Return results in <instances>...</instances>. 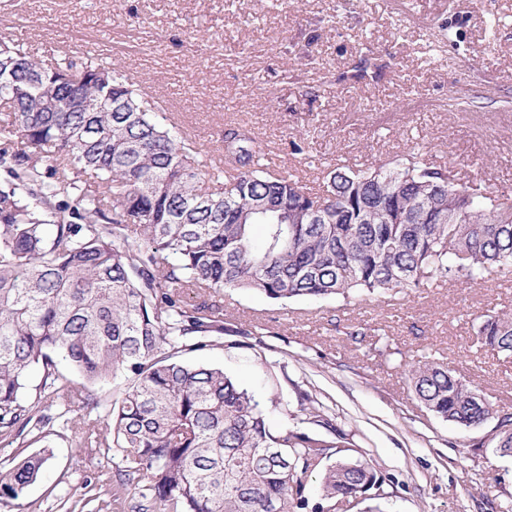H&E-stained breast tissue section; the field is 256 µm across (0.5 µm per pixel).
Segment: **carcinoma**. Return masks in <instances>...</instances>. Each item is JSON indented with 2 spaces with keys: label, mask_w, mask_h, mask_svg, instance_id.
<instances>
[{
  "label": "carcinoma",
  "mask_w": 512,
  "mask_h": 512,
  "mask_svg": "<svg viewBox=\"0 0 512 512\" xmlns=\"http://www.w3.org/2000/svg\"><path fill=\"white\" fill-rule=\"evenodd\" d=\"M46 84L64 111H45ZM126 97L141 104L109 67L38 60L21 44L0 54V442L86 428V447L125 472L88 512L136 498L142 512H335L338 498H380L385 480L369 464L322 467L344 437L274 429L223 369L185 360L219 344L224 314L184 296L229 288L286 306L475 283L512 272V201L418 156L338 166L314 192L272 168L244 125L224 128L226 170L165 113L125 111ZM478 335L512 355V314L483 315ZM70 372L127 386L102 399ZM411 383L445 421L495 422L490 444L512 457L511 413L427 358ZM49 460L42 451L1 470L0 504L20 507ZM319 468L312 507L306 478Z\"/></svg>",
  "instance_id": "cac0c4a2"
}]
</instances>
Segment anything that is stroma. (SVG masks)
<instances>
[{"mask_svg": "<svg viewBox=\"0 0 512 512\" xmlns=\"http://www.w3.org/2000/svg\"><path fill=\"white\" fill-rule=\"evenodd\" d=\"M0 42L79 62L109 50L108 66L206 158L220 156L225 125L241 124L311 188L334 165L418 152L512 199V0H0ZM190 299L220 304L242 333L188 361L223 368L273 427L333 416L347 455L385 479L386 499L336 512H512V458L479 445L483 428L421 409L409 380L426 356L512 413V356L476 334L488 311H512V273L285 307L230 289ZM356 322L366 335L348 336ZM83 443L78 427L51 439L23 512H59L62 498L81 512L86 488L115 484L119 461Z\"/></svg>", "mask_w": 512, "mask_h": 512, "instance_id": "1", "label": "stroma"}]
</instances>
